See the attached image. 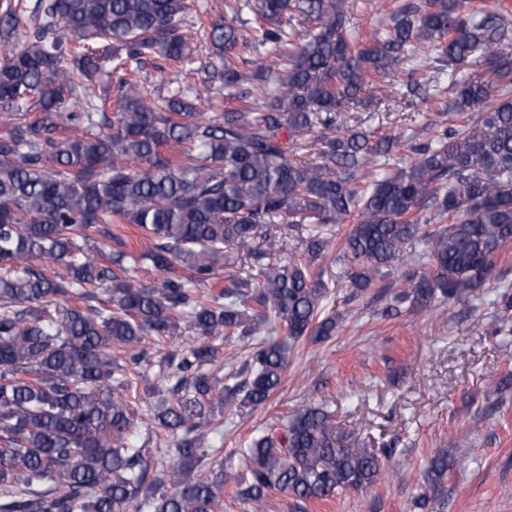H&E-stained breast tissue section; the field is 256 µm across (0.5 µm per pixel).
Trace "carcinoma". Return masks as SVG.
Instances as JSON below:
<instances>
[{
	"label": "carcinoma",
	"instance_id": "carcinoma-1",
	"mask_svg": "<svg viewBox=\"0 0 512 512\" xmlns=\"http://www.w3.org/2000/svg\"><path fill=\"white\" fill-rule=\"evenodd\" d=\"M193 0H37L34 25L23 0H0V512H129L145 494L150 512H220L224 471L194 474L218 460L203 427L219 430L226 411L265 404L279 387L292 346L336 333L325 314L324 276L369 288L384 269L405 272L412 304L470 302L512 243V48L507 16L482 14L469 0L406 3L391 26L353 41L345 0H243L211 23L217 64L158 102L133 74L149 58L180 70L192 51ZM256 13L247 36L238 14ZM270 48L271 60L240 70V48ZM423 52L457 69L491 65L503 82L465 84L428 143L391 162L393 140L337 135L336 113L365 103L368 78ZM101 70L117 74V111L88 87ZM237 102L213 117L200 106ZM448 217V224L430 226ZM351 221L336 263L317 261L326 243L272 261L282 225ZM110 224H131L150 243L160 274L125 276L129 255L95 248ZM419 240L423 249L404 253ZM250 260L242 278L235 255ZM61 263L65 278L29 264ZM224 288L211 289L219 264ZM109 296L101 307L79 302ZM287 333L249 352L245 377L226 383L210 370L232 336L269 324ZM195 340L162 359L163 397L147 429L167 448L126 444L147 363L145 340ZM392 446L336 447L327 414L305 407L254 439L243 453L237 495L266 512L271 491L304 502L374 485ZM455 459L431 456L415 506L438 495Z\"/></svg>",
	"mask_w": 512,
	"mask_h": 512
}]
</instances>
